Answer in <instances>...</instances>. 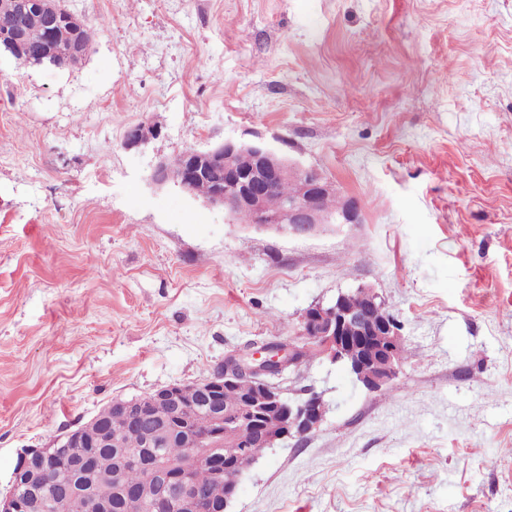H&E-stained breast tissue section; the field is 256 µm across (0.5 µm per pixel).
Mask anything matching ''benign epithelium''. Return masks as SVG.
Returning <instances> with one entry per match:
<instances>
[{"mask_svg": "<svg viewBox=\"0 0 512 512\" xmlns=\"http://www.w3.org/2000/svg\"><path fill=\"white\" fill-rule=\"evenodd\" d=\"M68 29L79 27L82 20L74 15L66 18L55 14L47 19V32L55 39L63 22ZM159 135L156 126L141 123L129 128L124 145L135 148ZM182 160L184 174H173L177 160ZM293 178L300 192L284 200L276 212L267 210L265 200L283 180ZM156 185L170 182L184 193L196 197V183L210 179L213 187L203 196L206 203L224 210L235 219L245 213L251 223L285 227L294 234H307L321 224H359L360 213L351 201H344L335 212L322 206V199L336 194L335 185L315 167H303L279 155L262 142L226 141L218 146L159 161L151 174ZM363 305L351 307L340 293L328 304L316 303L301 315L300 335L317 344L319 353L331 362L343 365L355 380L371 391L387 386L399 374L402 365L403 339L397 322L388 315L385 305L372 289L362 286ZM302 348L291 341H271L255 348L229 354L224 358V371L204 380L173 383L142 399L115 400L112 406L120 414L138 418L147 405L165 407L173 419H179L189 402L182 393L192 388L198 403L210 408V431L195 438L191 454H202L215 465L217 482L224 483V457L211 454V448L224 433L239 429L244 447L259 436L268 448L292 439H301L317 430L324 420L327 404L323 395L309 391L308 397L289 399L276 380L303 364ZM247 379L253 390L245 393L237 409L224 408V386ZM88 422L62 437L67 447H83L85 432L93 430ZM168 424L154 429L144 448H130L124 461L129 465H146L151 480L147 485L152 512H214L206 496L192 484L189 465L177 466L160 454L157 448L168 434ZM72 464L80 469L81 461H71L49 448H26L12 473L10 491L0 497V512H30L28 497L19 493L21 483L36 486L44 483L58 468Z\"/></svg>", "mask_w": 512, "mask_h": 512, "instance_id": "obj_1", "label": "benign epithelium"}]
</instances>
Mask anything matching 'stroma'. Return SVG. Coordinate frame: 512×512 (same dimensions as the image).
<instances>
[{
  "instance_id": "35a3bbf8",
  "label": "stroma",
  "mask_w": 512,
  "mask_h": 512,
  "mask_svg": "<svg viewBox=\"0 0 512 512\" xmlns=\"http://www.w3.org/2000/svg\"><path fill=\"white\" fill-rule=\"evenodd\" d=\"M56 69L0 53V495L112 400L210 376L372 288L407 350L371 391L316 357L328 413L266 449L233 512H512V0H66ZM153 123L148 144L123 145ZM263 141L359 224H232L149 175ZM159 130L149 123H141L129 128L124 135V145L135 148L146 144L150 139L158 136Z\"/></svg>"
}]
</instances>
